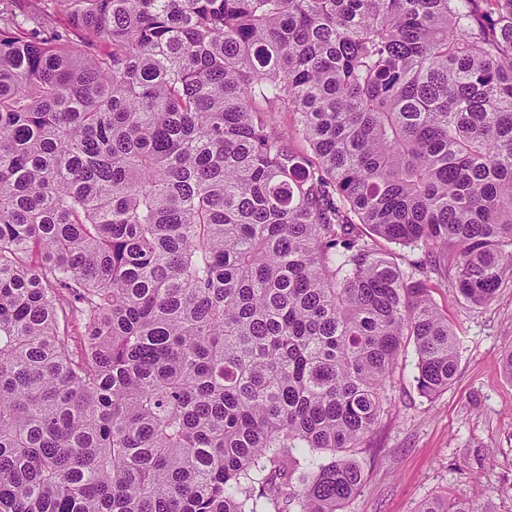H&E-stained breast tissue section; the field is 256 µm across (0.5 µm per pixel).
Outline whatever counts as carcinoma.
Returning <instances> with one entry per match:
<instances>
[{"instance_id": "carcinoma-1", "label": "carcinoma", "mask_w": 512, "mask_h": 512, "mask_svg": "<svg viewBox=\"0 0 512 512\" xmlns=\"http://www.w3.org/2000/svg\"><path fill=\"white\" fill-rule=\"evenodd\" d=\"M42 2L0 7V512H342L405 345L455 378L428 265L512 277V0Z\"/></svg>"}]
</instances>
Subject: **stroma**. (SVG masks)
Here are the masks:
<instances>
[{
  "mask_svg": "<svg viewBox=\"0 0 512 512\" xmlns=\"http://www.w3.org/2000/svg\"><path fill=\"white\" fill-rule=\"evenodd\" d=\"M431 298L451 324L458 351L453 384L436 398L413 380L406 348L387 386L386 411L366 448L354 451L363 479L343 512H418L432 497L466 496L484 512H512V279L493 301L454 299L442 268L428 271Z\"/></svg>",
  "mask_w": 512,
  "mask_h": 512,
  "instance_id": "stroma-1",
  "label": "stroma"
}]
</instances>
